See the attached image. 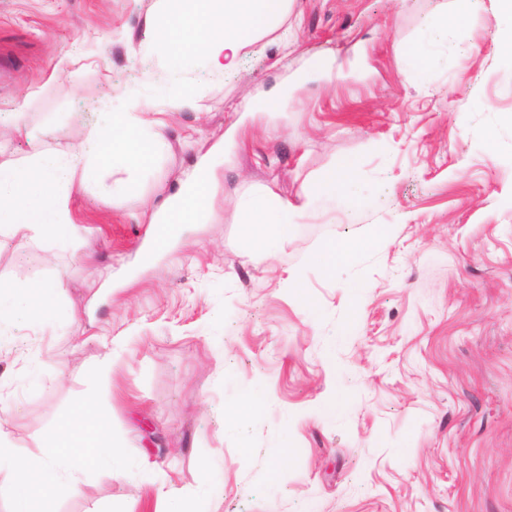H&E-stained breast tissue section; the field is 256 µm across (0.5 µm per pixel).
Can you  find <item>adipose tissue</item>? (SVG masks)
<instances>
[{
    "label": "adipose tissue",
    "mask_w": 512,
    "mask_h": 512,
    "mask_svg": "<svg viewBox=\"0 0 512 512\" xmlns=\"http://www.w3.org/2000/svg\"><path fill=\"white\" fill-rule=\"evenodd\" d=\"M287 10L288 0H156L144 36L167 54L175 72L198 68L223 77L234 74L240 59L270 34L289 47L291 33L280 28ZM119 98L122 110L108 113L104 125L94 127L77 148L46 150L20 164L0 163V233L51 243L70 240L76 235L70 202L77 189L91 188L102 166L132 171L167 150L163 123L140 120L133 94L124 91ZM240 210L251 248L270 252L287 238L301 207L247 197ZM212 214L213 194L198 169L162 204L154 221L174 227L210 219ZM61 288L60 280L51 277L18 288L0 286V319L25 325L47 312L65 321L73 319V307L55 302ZM75 411L76 418L61 422L47 436V451L35 464L19 460L9 442L0 438V472L11 473L18 484L14 512H32L33 489L40 495L39 512H50L58 495L75 492L84 465L77 450L83 444L96 443L100 470L114 478L123 474L122 451L107 440L95 400L78 398Z\"/></svg>",
    "instance_id": "1"
}]
</instances>
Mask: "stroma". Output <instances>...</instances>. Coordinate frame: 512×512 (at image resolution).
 Wrapping results in <instances>:
<instances>
[{"mask_svg":"<svg viewBox=\"0 0 512 512\" xmlns=\"http://www.w3.org/2000/svg\"><path fill=\"white\" fill-rule=\"evenodd\" d=\"M153 2L0 0V163L82 143L124 89L170 144L78 190L74 240L0 239L1 283L60 278L76 309L0 327V434L31 461L91 395L126 458L54 512H512V23L496 0H291L289 49L267 37L236 75L190 72L197 109L179 113L144 82L172 76L143 44ZM447 10L466 17L419 68L404 50ZM207 161L211 220L155 248V211ZM342 165L364 203L319 194ZM255 195L311 202L270 256L241 224ZM355 238L368 246L336 270L318 263Z\"/></svg>","mask_w":512,"mask_h":512,"instance_id":"35a3bbf8","label":"stroma"}]
</instances>
